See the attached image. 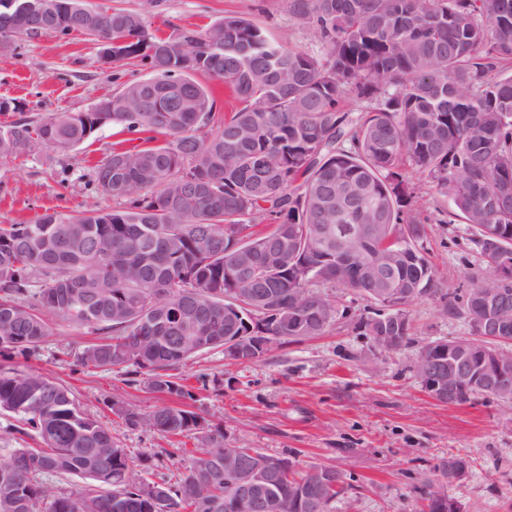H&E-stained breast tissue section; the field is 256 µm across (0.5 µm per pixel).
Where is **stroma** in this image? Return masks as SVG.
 <instances>
[{
	"label": "stroma",
	"mask_w": 512,
	"mask_h": 512,
	"mask_svg": "<svg viewBox=\"0 0 512 512\" xmlns=\"http://www.w3.org/2000/svg\"><path fill=\"white\" fill-rule=\"evenodd\" d=\"M91 2L141 13L159 35L175 25L202 29L241 15L272 40L321 51L313 33L289 14L287 0ZM148 75L136 61L101 66L94 40L84 35L23 37L14 50L0 54V98L18 99L22 111L0 114V124L20 115L40 120L82 111ZM117 140L115 128L106 125L65 154L0 158V225L25 224L48 211L74 214L93 203L108 211L121 208L120 200L98 193L94 184L95 164ZM419 184L416 206L427 220L424 246L437 280L451 292L467 287L472 275L485 271L472 234L462 218L441 223L442 213L453 210L451 202L427 179ZM324 291L343 313L325 335L251 363L227 361L219 349L183 362L178 373L196 390L194 411L221 423L229 446L291 457L304 466L336 467L353 489L333 501L330 512H420L415 485L451 451L472 461L467 479L448 487L463 512H512V406L482 397L440 403L414 375L420 347L470 335L465 320L444 314L433 300L415 299L407 306L412 344L375 356L350 318L363 313L367 301L329 284ZM50 327L38 354L0 357V367L36 370L70 387L81 409L96 414L134 459L148 461V479L175 481L198 455L196 439L129 428L111 408L116 401L145 412L170 403V396L129 385L122 368L77 366L93 335L57 317Z\"/></svg>",
	"instance_id": "stroma-1"
}]
</instances>
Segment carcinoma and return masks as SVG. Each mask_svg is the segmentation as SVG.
Masks as SVG:
<instances>
[{"label": "carcinoma", "mask_w": 512, "mask_h": 512, "mask_svg": "<svg viewBox=\"0 0 512 512\" xmlns=\"http://www.w3.org/2000/svg\"><path fill=\"white\" fill-rule=\"evenodd\" d=\"M288 11L319 39L321 54L273 41L239 16L166 37L125 10L95 22L74 11L63 26L30 16L11 30L15 39L94 26L90 36L112 37V63L139 58L150 74L100 100L104 113L0 125L1 158L68 152L102 119L141 140L113 144L96 166V188L122 200L121 209L91 205L0 226L1 355L35 354L50 335V314L97 336L81 366H131L129 384L192 400L175 373L201 353L186 346L188 337L202 330L214 349L242 331L278 336L281 347L321 336L328 328L297 321L295 298L305 291L330 300L321 285L349 288L382 311L380 289L402 288L410 302L426 295L470 318L467 289L450 300L436 287L408 170L451 200L487 273L512 266V0H288ZM190 56L191 74L183 72ZM198 73L231 89L237 105L224 118ZM177 80L188 83L198 111H168ZM349 97L375 107L354 112L345 108ZM329 224L380 233L348 253L321 234ZM242 244L255 256L248 269L236 260ZM398 248L407 255L402 265ZM234 288L265 291L263 306L275 313L261 318L240 306L229 322L224 302ZM479 396L512 403V392L479 384L448 403ZM112 409L131 428L198 436L199 456L176 484H153L68 388L34 370L0 369V413L17 420L12 433L39 440L0 461V477L10 480L0 483V512H225L235 489L207 460L226 448L220 426L177 406ZM286 463L277 487L285 501L315 469ZM454 465L471 471L467 455L450 452L421 478L422 512H448L432 486ZM321 470L319 512H328L351 485L340 471ZM66 474L88 485L65 493L46 481Z\"/></svg>", "instance_id": "carcinoma-1"}]
</instances>
